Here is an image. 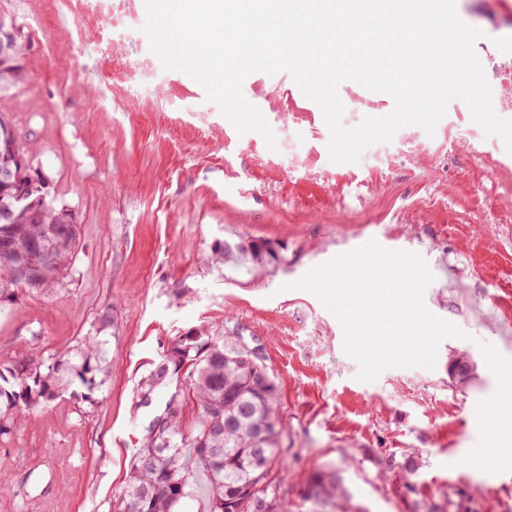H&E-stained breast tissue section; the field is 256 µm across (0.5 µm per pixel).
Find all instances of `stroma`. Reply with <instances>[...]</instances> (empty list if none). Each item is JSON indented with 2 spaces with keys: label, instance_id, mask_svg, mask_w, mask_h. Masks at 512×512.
<instances>
[{
  "label": "stroma",
  "instance_id": "35a3bbf8",
  "mask_svg": "<svg viewBox=\"0 0 512 512\" xmlns=\"http://www.w3.org/2000/svg\"><path fill=\"white\" fill-rule=\"evenodd\" d=\"M496 113L512 119V0H455ZM25 34L24 80L0 92L30 164L76 216L77 255L58 285L0 311V365L71 356L101 309L114 327L105 384L63 393L0 437V512H115L166 402L183 432L197 406L149 388L164 352L201 329L259 348L281 400L268 498L292 512L313 474L341 477L357 512H512V163L468 104L434 133L410 125L355 163L332 161L323 113L285 71L250 74L276 137L238 134L203 87L167 70L141 27L144 0H0ZM342 123L384 117L391 96L337 89ZM284 243L285 260L240 275L215 244ZM399 244L434 275L426 308L459 333L435 369L357 380L340 321L296 283L369 241ZM466 357L467 378L453 363Z\"/></svg>",
  "mask_w": 512,
  "mask_h": 512
}]
</instances>
